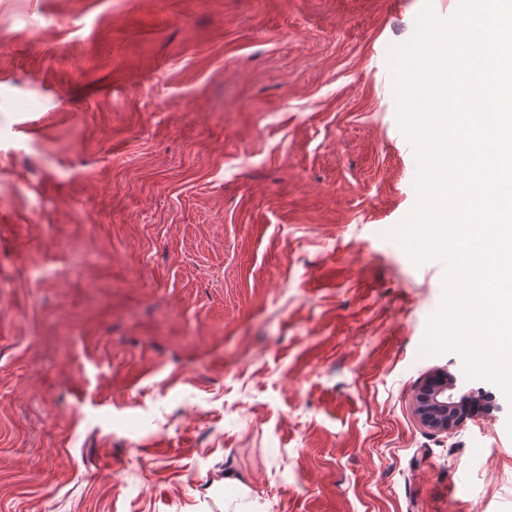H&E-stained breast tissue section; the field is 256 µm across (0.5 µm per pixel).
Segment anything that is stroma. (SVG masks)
<instances>
[{"label":"stroma","mask_w":512,"mask_h":512,"mask_svg":"<svg viewBox=\"0 0 512 512\" xmlns=\"http://www.w3.org/2000/svg\"><path fill=\"white\" fill-rule=\"evenodd\" d=\"M424 0H0V512H512L413 412Z\"/></svg>","instance_id":"1"}]
</instances>
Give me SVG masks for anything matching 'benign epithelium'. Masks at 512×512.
<instances>
[{
	"label": "benign epithelium",
	"instance_id": "obj_1",
	"mask_svg": "<svg viewBox=\"0 0 512 512\" xmlns=\"http://www.w3.org/2000/svg\"><path fill=\"white\" fill-rule=\"evenodd\" d=\"M457 380L439 371L432 375L416 397L415 414L420 423L430 429L446 432L460 426L470 409V400L456 396Z\"/></svg>",
	"mask_w": 512,
	"mask_h": 512
}]
</instances>
